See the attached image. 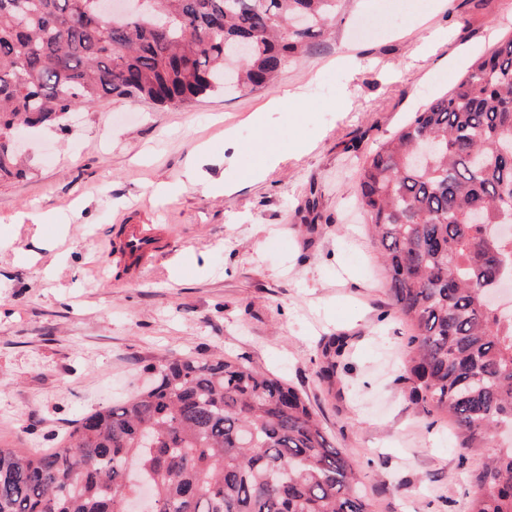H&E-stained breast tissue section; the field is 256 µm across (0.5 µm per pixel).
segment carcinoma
<instances>
[{
  "instance_id": "cac0c4a2",
  "label": "carcinoma",
  "mask_w": 512,
  "mask_h": 512,
  "mask_svg": "<svg viewBox=\"0 0 512 512\" xmlns=\"http://www.w3.org/2000/svg\"><path fill=\"white\" fill-rule=\"evenodd\" d=\"M339 0H145L101 19L95 0H0V178L24 168L10 142L116 95L189 105L252 91L307 55ZM303 19V30L289 22ZM253 41L236 63L225 43ZM358 201L408 326L399 377L418 411L454 430L469 512H512V317L485 294L512 279V37L476 60L367 157ZM345 336L316 377L336 383ZM132 398L75 420L51 451L0 447V512H122L148 481L157 512H370L360 470L309 401L248 361L187 357L150 367Z\"/></svg>"
}]
</instances>
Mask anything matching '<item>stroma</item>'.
Instances as JSON below:
<instances>
[{"label":"stroma","instance_id":"35a3bbf8","mask_svg":"<svg viewBox=\"0 0 512 512\" xmlns=\"http://www.w3.org/2000/svg\"><path fill=\"white\" fill-rule=\"evenodd\" d=\"M425 3L342 0L331 33L257 91L188 106L111 96L26 133V176L0 181V447L54 448L78 415L146 385L161 357H242L309 400L359 464L371 512H468L484 458L460 461L451 429L399 380L406 327L387 312L356 173L466 74L448 64L459 46L479 55L512 36V0H445L411 24ZM287 89L303 99L267 111ZM300 139L312 149L296 153ZM271 151L281 163L252 178ZM31 211L47 217L36 232L18 221ZM118 224L168 228L133 284L110 265ZM334 334L351 351L330 391L315 372Z\"/></svg>","mask_w":512,"mask_h":512}]
</instances>
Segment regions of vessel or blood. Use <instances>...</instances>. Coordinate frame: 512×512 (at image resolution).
Returning a JSON list of instances; mask_svg holds the SVG:
<instances>
[{"mask_svg": "<svg viewBox=\"0 0 512 512\" xmlns=\"http://www.w3.org/2000/svg\"><path fill=\"white\" fill-rule=\"evenodd\" d=\"M167 245L166 228L160 224H121L108 249L116 267L137 279Z\"/></svg>", "mask_w": 512, "mask_h": 512, "instance_id": "vessel-or-blood-1", "label": "vessel or blood"}]
</instances>
